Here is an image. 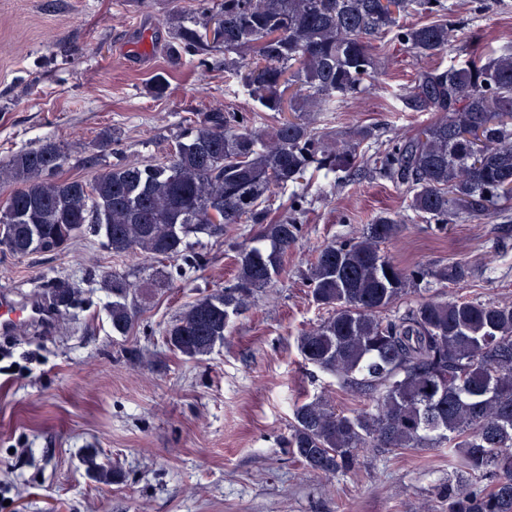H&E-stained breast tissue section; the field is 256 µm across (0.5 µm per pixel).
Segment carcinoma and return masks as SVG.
Returning a JSON list of instances; mask_svg holds the SVG:
<instances>
[{
	"label": "carcinoma",
	"instance_id": "1",
	"mask_svg": "<svg viewBox=\"0 0 512 512\" xmlns=\"http://www.w3.org/2000/svg\"><path fill=\"white\" fill-rule=\"evenodd\" d=\"M201 27L219 14L224 31L210 43L200 30L173 23L170 59L224 48V73L265 112L280 115L270 130L250 113L206 112L176 138L163 162H117L89 179L62 178L63 148L52 140L16 152L8 176L17 184L0 209V249L14 256L61 250L86 228L103 234L116 255L134 254L201 267L189 238L221 235L233 224L258 227L254 243L236 246V274L217 293L197 299L165 330L170 350L195 360L212 353L232 317L284 270L302 231L303 198L271 219L265 203L278 190L317 172L375 173L406 187L407 207L436 224L479 219L512 199V46L499 55L475 53L443 68L458 22L444 0H197ZM416 11L432 20L406 24ZM380 34L430 63L402 98L413 112L435 118L411 136L396 137L374 157L361 151L370 136L349 137L318 125L336 103L369 93L378 75L372 39ZM404 221L381 214L361 235L318 250L306 280L313 302L329 316L298 337L303 359L341 387L369 395L360 412L336 410L315 397L293 409L288 447L308 471L328 477L355 470L362 454L448 445L447 512H512V302L425 299L388 311L427 277L454 283L467 268L402 267L382 252ZM108 316L126 335L138 314L140 286L112 274ZM51 305L67 313L80 292L67 281L50 287ZM102 484L118 480L110 464L85 460ZM489 479L493 488L475 487Z\"/></svg>",
	"mask_w": 512,
	"mask_h": 512
}]
</instances>
